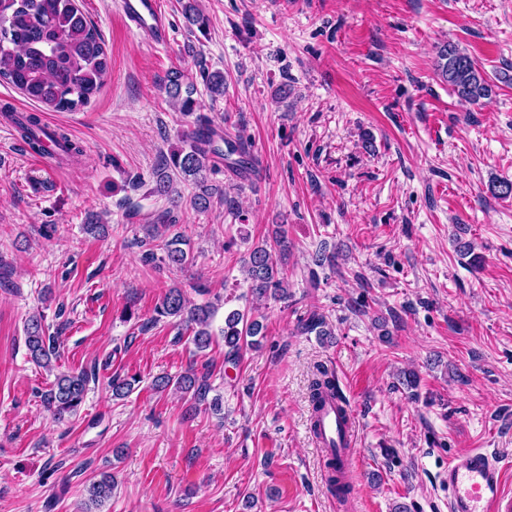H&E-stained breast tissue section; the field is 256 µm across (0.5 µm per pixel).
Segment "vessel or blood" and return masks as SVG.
I'll return each instance as SVG.
<instances>
[{
  "label": "vessel or blood",
  "mask_w": 512,
  "mask_h": 512,
  "mask_svg": "<svg viewBox=\"0 0 512 512\" xmlns=\"http://www.w3.org/2000/svg\"><path fill=\"white\" fill-rule=\"evenodd\" d=\"M117 9L129 26L147 31L156 47L169 45L171 23L160 0H118ZM319 420L326 442L353 430L332 403L320 411ZM448 512H512V469L477 448L450 458Z\"/></svg>",
  "instance_id": "1"
}]
</instances>
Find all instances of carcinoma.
Segmentation results:
<instances>
[{
  "label": "carcinoma",
  "instance_id": "carcinoma-1",
  "mask_svg": "<svg viewBox=\"0 0 512 512\" xmlns=\"http://www.w3.org/2000/svg\"><path fill=\"white\" fill-rule=\"evenodd\" d=\"M187 27L205 22L194 0L182 6ZM110 71V61L104 43L95 27L79 8L76 0H0V81L19 90L36 103L42 112H75L88 105L101 90ZM438 71L452 91L462 100L477 103L490 96L491 84L487 74L479 68L470 55L458 46L448 43L439 47ZM184 73L170 71L164 90L180 112H193L197 102L191 82L183 83ZM18 133L31 151H46V141L54 142L63 155L72 157L81 153L80 146L66 134L50 131L41 124L40 117L32 113L17 125ZM217 133L204 122H199L186 146L171 153L166 167L192 176L200 193L195 205L205 209L210 204L213 188L207 185V174L214 170L212 158L224 157L228 167L242 173L253 168L255 158L247 141L238 136L224 139V147L216 144ZM171 224H152L144 238L138 240L142 248L141 260L168 267L183 268L190 265L193 255L182 248L184 235L175 233L158 248L154 241L168 234ZM162 253H157V250ZM244 271L250 280V291L257 299L268 295L288 297L284 274L278 261L267 247L251 249L244 259ZM159 317H175L193 332V344L202 351L213 340L210 331L215 305L211 302L193 304L182 290L172 287L155 308ZM260 324L250 320L238 310L224 319L221 336L224 338L225 357L232 362L238 358L248 338L260 333ZM25 345L31 359L44 368H52L57 337L46 334L43 316H31L24 326ZM92 373L86 369L59 371L43 394V402L57 419L77 414L87 392ZM178 387L193 392L200 403L207 401L212 390L208 375L188 373L179 378ZM343 399L336 378L329 369L319 366L310 384L309 401L311 414H317L331 398ZM209 402V401H207ZM215 412L223 411L221 397L209 402ZM338 449L331 451L326 481L330 490L345 496L351 486L344 481L343 471L337 461ZM112 474L102 472L90 482V502L99 504L112 497Z\"/></svg>",
  "mask_w": 512,
  "mask_h": 512
}]
</instances>
